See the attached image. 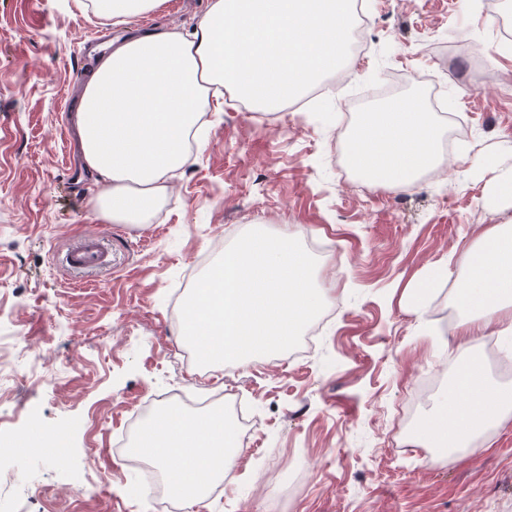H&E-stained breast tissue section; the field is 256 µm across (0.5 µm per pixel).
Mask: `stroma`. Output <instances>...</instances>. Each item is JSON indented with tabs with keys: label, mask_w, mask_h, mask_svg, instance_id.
Wrapping results in <instances>:
<instances>
[{
	"label": "stroma",
	"mask_w": 512,
	"mask_h": 512,
	"mask_svg": "<svg viewBox=\"0 0 512 512\" xmlns=\"http://www.w3.org/2000/svg\"><path fill=\"white\" fill-rule=\"evenodd\" d=\"M205 0H166L136 30H190ZM371 47L344 83L306 107L206 108L201 141L143 224L98 223L90 175L68 176L70 116L84 59L118 34L71 0H0V439L31 423L68 433L63 457L0 465V512H154L120 441L146 403L239 383L256 429L230 481L182 512H512V416L476 452L413 467L399 407L419 380L476 354L448 322L459 276L422 306L410 289L459 257L512 204L493 185L512 167V48L489 12L457 0H362ZM396 99L469 123L445 172L372 194L341 182L336 157L364 112ZM328 244L318 286L331 311L305 356L196 369L172 297L215 243L251 226ZM112 269L61 259L87 231ZM54 362L34 382L38 350Z\"/></svg>",
	"instance_id": "stroma-1"
}]
</instances>
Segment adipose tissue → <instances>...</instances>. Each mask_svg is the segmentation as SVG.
Returning a JSON list of instances; mask_svg holds the SVG:
<instances>
[{"mask_svg":"<svg viewBox=\"0 0 512 512\" xmlns=\"http://www.w3.org/2000/svg\"><path fill=\"white\" fill-rule=\"evenodd\" d=\"M165 0H90L94 13L128 25ZM349 0H207L193 30H148L112 40L82 89L72 116L77 144L96 173L91 201L100 222L139 224L188 158L187 139L212 86L261 106L283 104L314 77L335 71L348 36ZM348 165L376 183L398 187L445 162L425 113L405 107L360 120L345 140ZM465 277L457 307L462 337L494 324L512 326V225L488 228L461 255ZM462 426L448 433L445 406L425 426L423 441L471 446L512 410V387L485 383L466 367L448 392ZM132 448L156 466L175 496L196 505L226 478L239 451L223 411L199 418L163 409Z\"/></svg>","mask_w":512,"mask_h":512,"instance_id":"1","label":"adipose tissue"}]
</instances>
